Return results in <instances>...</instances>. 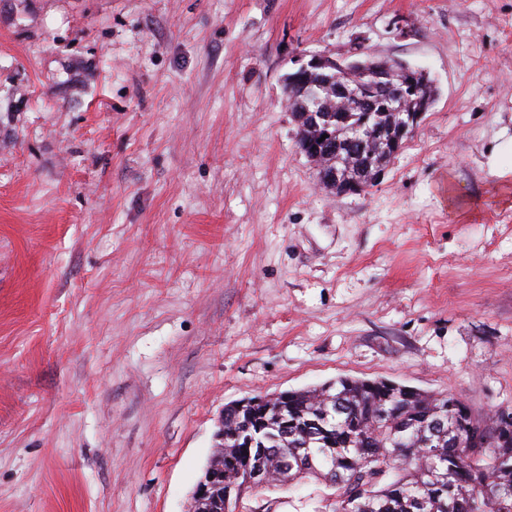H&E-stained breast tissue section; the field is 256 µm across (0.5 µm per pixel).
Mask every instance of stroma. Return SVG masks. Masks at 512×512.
Here are the masks:
<instances>
[{
  "instance_id": "1",
  "label": "stroma",
  "mask_w": 512,
  "mask_h": 512,
  "mask_svg": "<svg viewBox=\"0 0 512 512\" xmlns=\"http://www.w3.org/2000/svg\"><path fill=\"white\" fill-rule=\"evenodd\" d=\"M357 50L437 95L339 197L284 81ZM505 132L512 0H0V512H189L227 403L340 377L512 413ZM508 152H510L511 155V165L509 167H504L501 165L500 159ZM489 165L498 178L501 179L502 184L508 186L510 178L512 179V135L509 139L499 143L494 148L489 157ZM378 166L369 162L357 164L358 176L355 177H350L348 172L343 169H332L327 173L317 174V179L322 186L335 191L337 194L356 193L362 190L365 180L371 183L365 182L363 191L373 186V183L379 179L384 168Z\"/></svg>"
}]
</instances>
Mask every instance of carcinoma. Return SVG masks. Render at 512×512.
<instances>
[{
	"instance_id": "1",
	"label": "carcinoma",
	"mask_w": 512,
	"mask_h": 512,
	"mask_svg": "<svg viewBox=\"0 0 512 512\" xmlns=\"http://www.w3.org/2000/svg\"><path fill=\"white\" fill-rule=\"evenodd\" d=\"M376 67L387 66V77L339 71L333 81L315 72L288 87V110L298 133L306 122L298 105L327 113L346 112L349 125L372 112L371 125L386 119L371 108L396 92H413L407 100L417 108L434 89L421 81L402 80L392 59L371 57ZM373 154L385 166L392 155L377 150L368 136L347 148ZM459 399L421 393L386 380L342 377L328 384L273 395L258 406L267 413L252 424L251 448L235 447L238 430L234 405L224 407V480L245 474L263 463L270 485L306 478L335 490L336 512H512V437L501 440V429L512 433V414L484 424L462 415ZM319 410L323 430L306 437L283 438L275 431L277 418L300 425ZM484 443L469 447L467 430ZM246 486L226 501L220 490L209 512H239Z\"/></svg>"
}]
</instances>
